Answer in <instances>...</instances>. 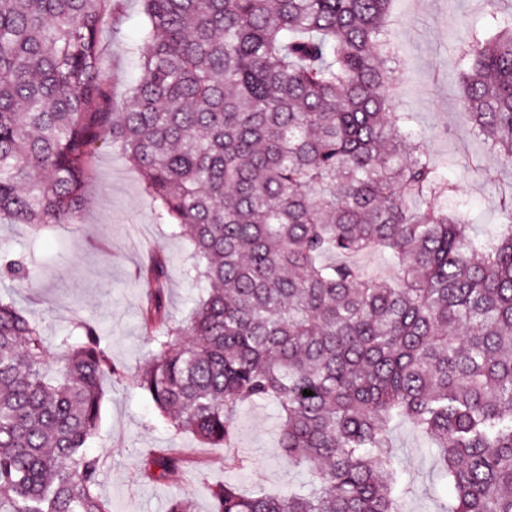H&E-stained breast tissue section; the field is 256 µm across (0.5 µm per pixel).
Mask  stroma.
Returning <instances> with one entry per match:
<instances>
[{
	"label": "stroma",
	"mask_w": 512,
	"mask_h": 512,
	"mask_svg": "<svg viewBox=\"0 0 512 512\" xmlns=\"http://www.w3.org/2000/svg\"><path fill=\"white\" fill-rule=\"evenodd\" d=\"M485 10L484 0H394L391 33L399 46L393 77L401 89L394 111L410 113L412 129L436 155L462 152L470 157V164L449 166L448 178L470 216L490 224L498 217L496 189L512 184V166L473 135L459 110L457 50L459 19L482 24ZM143 22L140 0H125L122 37L102 35V77L118 103L127 100L143 76ZM94 157L95 173L86 186L89 204L79 223L38 232L0 223V250L23 259L28 268L25 278L0 281V299L14 301L50 346L73 334L77 319L92 322L113 362L133 371L150 350L141 324L145 285L136 272L144 258L151 253L167 258L169 313L174 318L188 317L207 285L184 277L189 245L160 223L139 173L109 147H96ZM103 390L101 419L88 450L102 459L98 493L115 512H166L177 497L188 499L192 512H212L211 488L217 483L279 493L307 489L312 480L309 467L291 466L276 453L274 405L240 411L235 447L203 448L192 437L175 434L130 381L107 380ZM392 439L412 486L406 512H442L452 489L436 484L438 460L427 440L406 422L394 429ZM159 448L182 449L186 465L179 480L142 478L144 457ZM235 456L244 457L245 466L231 465Z\"/></svg>",
	"instance_id": "1"
}]
</instances>
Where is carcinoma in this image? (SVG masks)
<instances>
[{
	"label": "carcinoma",
	"mask_w": 512,
	"mask_h": 512,
	"mask_svg": "<svg viewBox=\"0 0 512 512\" xmlns=\"http://www.w3.org/2000/svg\"><path fill=\"white\" fill-rule=\"evenodd\" d=\"M123 2L0 0V219L79 223L98 143L139 171L210 289L176 320L165 260L139 269L152 351L133 387L211 447L274 402L278 453L315 473L306 492L217 484L213 512H403V420L439 448L446 512H512V193L475 232L446 173L467 159L391 111L393 0H142L144 77L119 109L101 34ZM486 6L460 33L459 109L512 163V22ZM376 251L393 280L357 263ZM77 329L51 368L0 299V512H112L87 442L124 372ZM181 468L164 448L142 475Z\"/></svg>",
	"instance_id": "cac0c4a2"
}]
</instances>
